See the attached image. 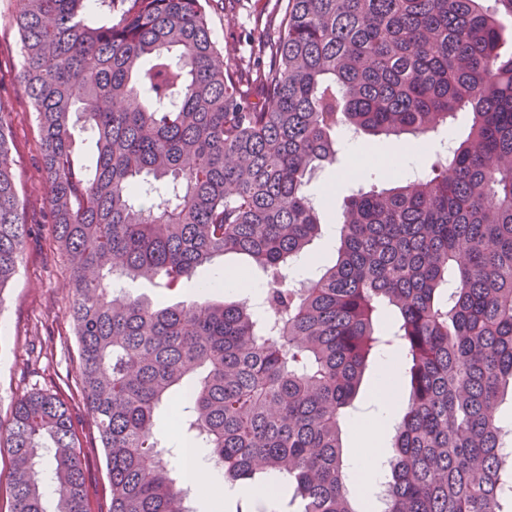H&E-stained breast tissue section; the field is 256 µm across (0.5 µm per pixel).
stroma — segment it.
<instances>
[{"label": "stroma", "mask_w": 512, "mask_h": 512, "mask_svg": "<svg viewBox=\"0 0 512 512\" xmlns=\"http://www.w3.org/2000/svg\"><path fill=\"white\" fill-rule=\"evenodd\" d=\"M275 0H223L212 13V37L220 43L235 42L243 60L257 62L258 52L251 38L257 26L271 20ZM12 0H0V100L9 106V142L14 158L17 182L28 223L18 270L4 291L0 292V429L11 420L14 400L36 388L74 384L77 359L76 340L67 310L71 301L65 275V258L47 235L43 225L49 213L46 186L42 180L39 134L30 98L19 77L21 42L13 24ZM435 160L433 148H426L417 163L401 160L398 172L384 171L373 177L371 169L352 173L350 153L342 151L335 165L318 172L310 190L322 192L335 183L336 193L330 201L320 237L312 243L311 252L321 257L322 264L336 260V222L343 208L347 187L378 185L390 188L411 178L414 168H427ZM249 269L250 279L266 287L267 279L259 269L249 268L246 260L228 255L216 259L203 270L198 280L191 281L176 293L167 295L146 281L130 283L129 291L155 301L164 299L194 301H234L238 292L218 289L207 294L200 286L217 277L224 268ZM84 446L86 488L91 512H106L110 497L105 457L96 446V431L91 423L79 429Z\"/></svg>", "instance_id": "obj_1"}]
</instances>
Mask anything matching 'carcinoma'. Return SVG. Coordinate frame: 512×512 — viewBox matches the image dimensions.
I'll list each match as a JSON object with an SVG mask.
<instances>
[{
    "label": "carcinoma",
    "mask_w": 512,
    "mask_h": 512,
    "mask_svg": "<svg viewBox=\"0 0 512 512\" xmlns=\"http://www.w3.org/2000/svg\"><path fill=\"white\" fill-rule=\"evenodd\" d=\"M23 0L20 79L39 130L49 230L68 265L76 377L111 488L108 512H196L181 457L154 433L175 390L181 443L282 512H365L341 425L369 365L395 348L410 400L384 512H512L498 419L512 386V0H281L245 81L213 41L211 0ZM465 139L431 171L346 196L335 264L302 288L286 269L319 234L312 173L341 131L427 142L458 112ZM0 101V290L27 223ZM93 163L81 160L87 139ZM227 254L269 288L246 300L156 304ZM8 512H91L71 402L31 392L0 432Z\"/></svg>",
    "instance_id": "obj_1"
}]
</instances>
